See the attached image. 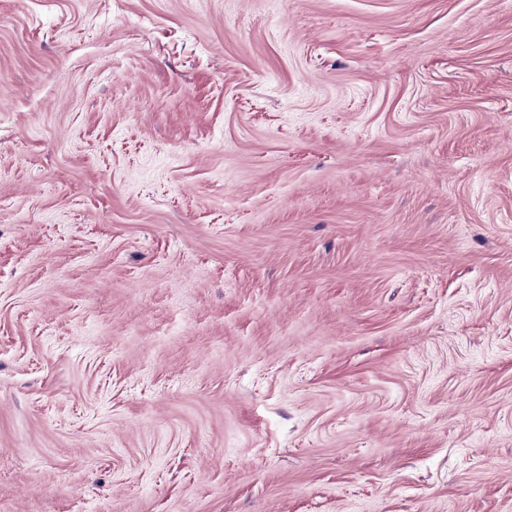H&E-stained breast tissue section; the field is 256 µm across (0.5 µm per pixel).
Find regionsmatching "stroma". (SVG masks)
Returning a JSON list of instances; mask_svg holds the SVG:
<instances>
[{
  "label": "stroma",
  "instance_id": "stroma-1",
  "mask_svg": "<svg viewBox=\"0 0 512 512\" xmlns=\"http://www.w3.org/2000/svg\"><path fill=\"white\" fill-rule=\"evenodd\" d=\"M0 512H512V0H0Z\"/></svg>",
  "mask_w": 512,
  "mask_h": 512
}]
</instances>
